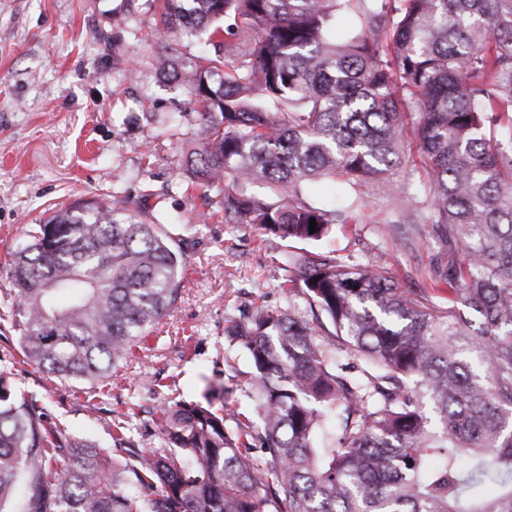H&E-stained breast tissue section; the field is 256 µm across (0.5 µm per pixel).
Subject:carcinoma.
Masks as SVG:
<instances>
[{"mask_svg": "<svg viewBox=\"0 0 512 512\" xmlns=\"http://www.w3.org/2000/svg\"><path fill=\"white\" fill-rule=\"evenodd\" d=\"M354 7L365 25L338 43ZM158 31L206 46L156 57L197 104L204 205L318 242L352 218L304 184L403 171L394 231L435 226L458 291L444 307L381 267L300 258L307 315L258 307L229 331L258 426L232 430V391L207 379L145 449L67 436L0 364V512H512V0H161ZM177 226L126 202L34 225L7 269L22 361L95 395L173 309Z\"/></svg>", "mask_w": 512, "mask_h": 512, "instance_id": "carcinoma-1", "label": "carcinoma"}]
</instances>
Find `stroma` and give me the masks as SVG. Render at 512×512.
<instances>
[{"instance_id": "obj_1", "label": "stroma", "mask_w": 512, "mask_h": 512, "mask_svg": "<svg viewBox=\"0 0 512 512\" xmlns=\"http://www.w3.org/2000/svg\"><path fill=\"white\" fill-rule=\"evenodd\" d=\"M160 4L0 0V308L13 301L9 254L32 225L74 201L129 200L139 218L165 212L189 225L177 240L186 264L170 315L121 364L117 385L93 400L22 363L17 331L0 322V359L13 363L18 389L35 396L67 434L105 449L119 423L149 445L155 409L171 398L200 397L205 379L245 385L250 367L225 329L258 306L304 314V300L286 291L293 263L306 251L383 267L399 287L448 301L446 282L434 275L448 261L437 231L422 225L407 249L392 237L391 182L355 197L338 185L307 187L306 199L353 206L357 217L314 245L204 216L183 166L196 146L195 105L155 66L158 52L177 56L187 47L159 37Z\"/></svg>"}]
</instances>
